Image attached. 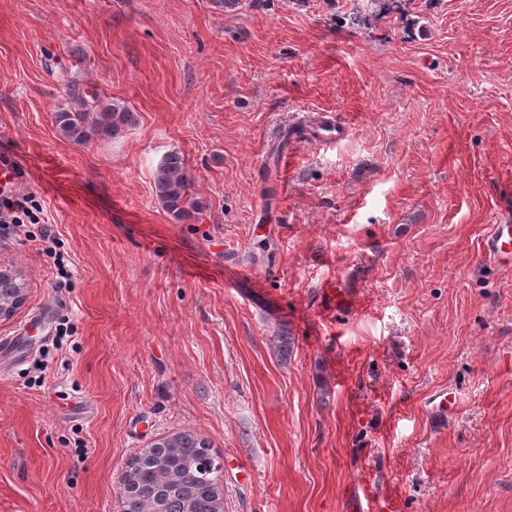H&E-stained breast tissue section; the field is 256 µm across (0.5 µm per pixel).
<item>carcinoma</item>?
<instances>
[{
  "mask_svg": "<svg viewBox=\"0 0 512 512\" xmlns=\"http://www.w3.org/2000/svg\"><path fill=\"white\" fill-rule=\"evenodd\" d=\"M58 133L66 140L85 144L95 136H114L135 123V113L119 100H102L96 93L73 90L53 113ZM193 175L179 151L167 153L154 172L156 196L178 222L196 218L204 204L193 192ZM26 282L17 271L0 279V307L12 308L25 293ZM277 355L287 359L292 338L285 329L274 337ZM205 441L192 432L161 438L133 458L140 460L122 497L124 512H218L213 486L199 481L197 461Z\"/></svg>",
  "mask_w": 512,
  "mask_h": 512,
  "instance_id": "obj_1",
  "label": "carcinoma"
}]
</instances>
